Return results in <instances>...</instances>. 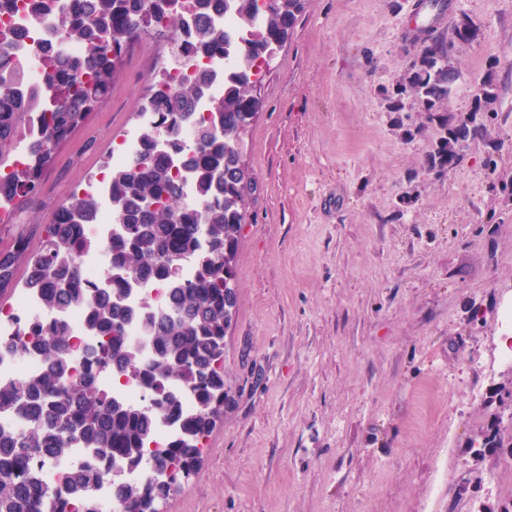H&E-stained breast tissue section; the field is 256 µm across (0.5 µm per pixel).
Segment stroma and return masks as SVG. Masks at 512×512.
Returning a JSON list of instances; mask_svg holds the SVG:
<instances>
[{"instance_id": "stroma-1", "label": "stroma", "mask_w": 512, "mask_h": 512, "mask_svg": "<svg viewBox=\"0 0 512 512\" xmlns=\"http://www.w3.org/2000/svg\"><path fill=\"white\" fill-rule=\"evenodd\" d=\"M424 14L471 27L445 112L485 128L441 170L438 121L385 96L420 56ZM173 48L160 26L130 47L38 199L0 224V252L22 235L37 252L140 129ZM254 94L224 416L164 512H512V448L490 443L512 429V0H306Z\"/></svg>"}]
</instances>
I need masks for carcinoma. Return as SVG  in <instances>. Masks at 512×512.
Here are the masks:
<instances>
[{
  "label": "carcinoma",
  "instance_id": "obj_1",
  "mask_svg": "<svg viewBox=\"0 0 512 512\" xmlns=\"http://www.w3.org/2000/svg\"><path fill=\"white\" fill-rule=\"evenodd\" d=\"M233 7L240 29L248 34L236 47L213 25L227 0H65L57 15L59 31L65 39H80L87 53L75 60L50 58L44 84L24 82L23 68L0 47V203L10 207L37 198L56 146L84 124L89 112L106 104L117 63L136 40L139 17L148 13L171 28L185 58L233 56L223 75L196 71L142 105L139 116L151 115L142 129V147L110 173L112 214L121 226L110 246L112 288L86 287L77 261L83 225L96 210L90 196L59 207L34 258H27L22 237L14 250L0 253V285L24 262L25 290H39L49 309L83 308L87 333L109 338L91 354L87 374L73 377L67 325L56 322L33 330V350L43 356L46 368L0 384V413L28 422L20 434L0 428V512H65L60 492L39 479L35 464L66 457L78 446L112 463L120 459L135 467L148 462L152 473L145 482L131 483L118 480L109 468H73L66 489L82 498L81 512H100L96 490L108 478L113 479L112 512H159L154 485L167 471L172 472L170 492L189 483L201 458V441L224 413V336L236 305L234 262L250 185L238 143L256 113L252 69L273 44L285 40L304 2L233 0ZM455 45L443 33L429 35L419 62L388 95L389 111H402L404 96L411 95L429 117L437 115L458 80L448 65ZM218 79L224 96L212 101L208 117L200 118L195 104ZM36 112L43 113L38 135L31 131ZM185 126L195 129L186 174L175 159L166 162L155 155L158 128H164L175 156L182 150ZM441 126L444 135L431 155L433 167L459 160L462 143L484 136L482 126L467 120ZM35 136L39 149L29 163L14 165L16 144ZM186 178L195 188L192 206L183 199ZM184 257L198 263L194 281L172 275ZM146 280L169 285L167 309L160 314L125 308L128 292ZM135 319L153 344L147 361L125 340L126 325ZM106 368L133 379L154 398L152 406L130 405L97 389L94 374ZM171 378L194 392L198 412L184 413L176 397L164 394ZM162 420L180 424L179 437L164 449L153 447Z\"/></svg>",
  "mask_w": 512,
  "mask_h": 512
}]
</instances>
